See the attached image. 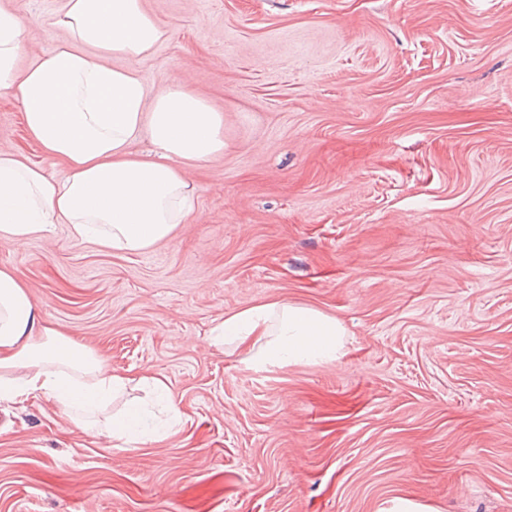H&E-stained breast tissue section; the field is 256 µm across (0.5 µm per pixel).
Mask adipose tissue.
I'll return each instance as SVG.
<instances>
[{
    "label": "adipose tissue",
    "instance_id": "1",
    "mask_svg": "<svg viewBox=\"0 0 512 512\" xmlns=\"http://www.w3.org/2000/svg\"><path fill=\"white\" fill-rule=\"evenodd\" d=\"M53 50L25 70L21 22L0 0V89L20 102L27 136L42 159L0 151V239L22 244L64 224L72 240L140 253L169 239L194 215L186 168L224 153V115L171 78L150 90L115 66L144 59L167 34L145 0H64ZM153 149L132 151L142 129ZM65 170L55 177L48 165ZM212 344L246 347L266 369L340 359L345 329L317 310L276 302L253 306L211 328ZM129 383L90 349L48 325L14 270L0 268V401L53 399L94 436L133 448L153 434L152 415L132 407L105 425L96 411Z\"/></svg>",
    "mask_w": 512,
    "mask_h": 512
}]
</instances>
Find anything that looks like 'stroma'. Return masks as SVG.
Returning <instances> with one entry per match:
<instances>
[{
  "mask_svg": "<svg viewBox=\"0 0 512 512\" xmlns=\"http://www.w3.org/2000/svg\"><path fill=\"white\" fill-rule=\"evenodd\" d=\"M130 61L224 114L188 168L204 220L121 254L0 240L47 322L180 418L113 447L45 397L0 402V512H512V0H147ZM61 0H11L36 51ZM41 161L0 93V150ZM278 302L346 354L258 370L212 326Z\"/></svg>",
  "mask_w": 512,
  "mask_h": 512,
  "instance_id": "stroma-1",
  "label": "stroma"
}]
</instances>
